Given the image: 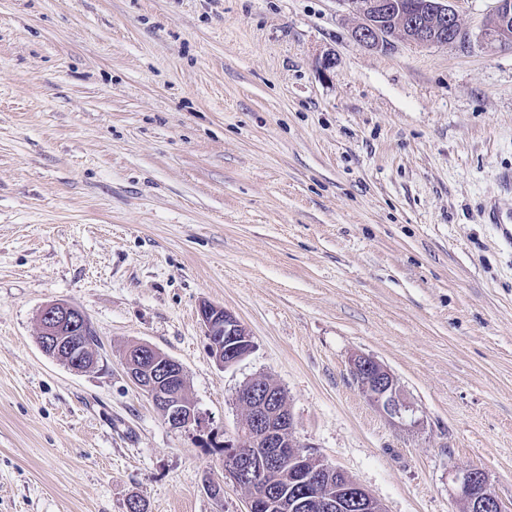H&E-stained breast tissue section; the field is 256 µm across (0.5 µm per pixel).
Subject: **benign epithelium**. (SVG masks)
<instances>
[{
    "label": "benign epithelium",
    "mask_w": 512,
    "mask_h": 512,
    "mask_svg": "<svg viewBox=\"0 0 512 512\" xmlns=\"http://www.w3.org/2000/svg\"><path fill=\"white\" fill-rule=\"evenodd\" d=\"M346 10L359 22L351 29L352 39L367 49L387 51L393 36L421 46H450L463 42L467 35L452 0H341ZM493 22L481 31L484 44L492 48H512V0H495ZM199 314L205 335L212 345V357L231 366L254 349L252 335L242 322L221 306L204 302ZM85 314L68 303L55 302L40 313V346L47 355L76 371L85 370L88 361H97L96 346L78 343L69 331L85 325ZM124 364L129 377L152 401L173 428H186L198 422L195 406L186 402L174 382L183 378L178 362L159 350L141 344L136 354H126ZM350 372L362 379L359 388L370 403L392 418H402L406 405L393 374L380 362L355 355L349 360ZM281 394L270 390H239L236 403L253 413L251 424L241 421L244 438L224 442V474L236 485L248 489V512L263 504H272L276 495L264 485L263 477L273 466L298 468L304 453L293 437L294 416ZM342 471L328 464L301 481V494L295 506L304 512H330L333 502L321 490V484ZM459 500L471 512H494L498 500L491 493L488 477L473 469L453 474ZM346 506H372L370 494L357 483L346 484Z\"/></svg>",
    "instance_id": "obj_1"
}]
</instances>
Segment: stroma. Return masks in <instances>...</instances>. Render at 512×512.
I'll return each instance as SVG.
<instances>
[{"instance_id":"1","label":"stroma","mask_w":512,"mask_h":512,"mask_svg":"<svg viewBox=\"0 0 512 512\" xmlns=\"http://www.w3.org/2000/svg\"><path fill=\"white\" fill-rule=\"evenodd\" d=\"M494 3L457 0L466 45L380 51L340 0H0V512H245L206 442L235 438L259 376L384 512H461L470 467L512 512V241L483 215H512ZM61 301L97 336L89 370L40 347ZM205 301L253 337L232 366ZM136 344L182 366L200 427L133 384ZM357 354L395 375L406 426L353 382Z\"/></svg>"}]
</instances>
